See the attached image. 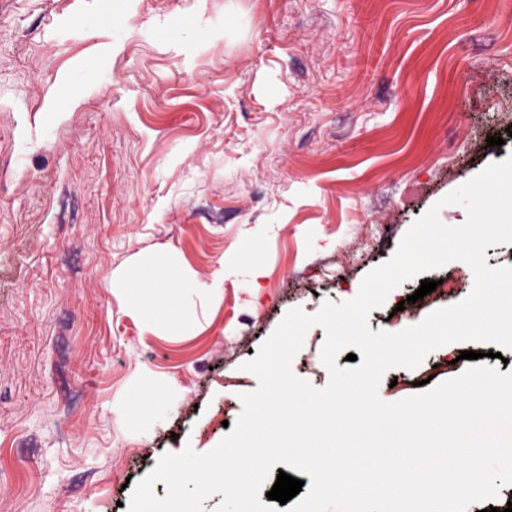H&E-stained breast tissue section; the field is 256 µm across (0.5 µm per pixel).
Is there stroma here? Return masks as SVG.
Wrapping results in <instances>:
<instances>
[{
  "mask_svg": "<svg viewBox=\"0 0 512 512\" xmlns=\"http://www.w3.org/2000/svg\"><path fill=\"white\" fill-rule=\"evenodd\" d=\"M511 127L512 0H0V512H127L165 453L214 449L286 312L353 299L431 208L462 225L440 200ZM139 263L200 280L176 328L110 290ZM419 286L369 328L421 323ZM325 338L292 361L317 389Z\"/></svg>",
  "mask_w": 512,
  "mask_h": 512,
  "instance_id": "1",
  "label": "stroma"
}]
</instances>
